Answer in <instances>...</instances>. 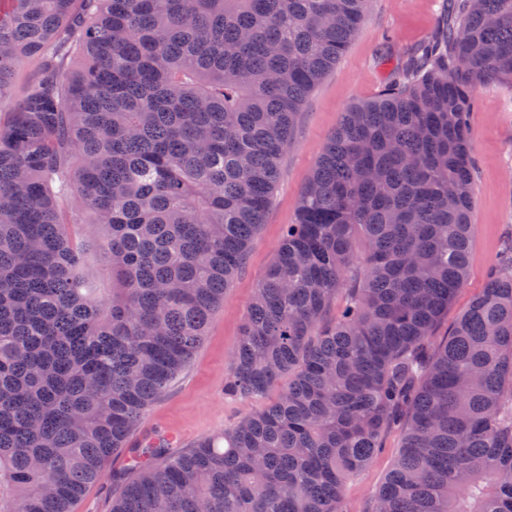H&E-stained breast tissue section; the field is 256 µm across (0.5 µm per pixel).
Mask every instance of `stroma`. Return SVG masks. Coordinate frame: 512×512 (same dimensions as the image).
<instances>
[{"label":"stroma","mask_w":512,"mask_h":512,"mask_svg":"<svg viewBox=\"0 0 512 512\" xmlns=\"http://www.w3.org/2000/svg\"><path fill=\"white\" fill-rule=\"evenodd\" d=\"M442 0H372L371 8L346 53L307 98L295 129V145L282 158L274 200L245 268L227 289L203 344L167 394L150 409L129 439L130 446L167 441L179 453L200 439L223 433L242 415L261 409L266 397L231 396L224 377L260 281L289 224L295 223L302 190L316 160L353 104L374 98L391 79L397 61L424 42L440 25ZM468 122L473 159L475 226L465 288L435 329L446 336L457 317L485 287L491 269L512 245V85L491 82L480 88ZM372 464L346 485L349 512H365L396 459L401 435L384 434ZM123 449L105 464L101 477L73 505V512H111L112 500L128 473Z\"/></svg>","instance_id":"35a3bbf8"}]
</instances>
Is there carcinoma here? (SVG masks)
I'll return each instance as SVG.
<instances>
[{
	"instance_id": "1",
	"label": "carcinoma",
	"mask_w": 512,
	"mask_h": 512,
	"mask_svg": "<svg viewBox=\"0 0 512 512\" xmlns=\"http://www.w3.org/2000/svg\"><path fill=\"white\" fill-rule=\"evenodd\" d=\"M370 2L0 4V106L39 60L0 124V512H71L188 365ZM489 81L512 83V0H459L344 114L224 379L275 398L180 453L131 449L112 512H348L394 427L367 512H512V260L434 340L467 279ZM38 63L35 59H27L18 69L9 90L10 99L18 101L24 93L28 82L36 74ZM382 448L372 464L346 485V498L350 512H364L369 500L376 494L401 447L399 432L385 433Z\"/></svg>"
}]
</instances>
